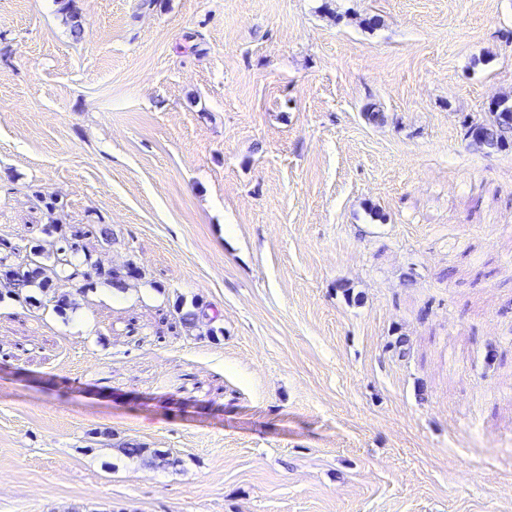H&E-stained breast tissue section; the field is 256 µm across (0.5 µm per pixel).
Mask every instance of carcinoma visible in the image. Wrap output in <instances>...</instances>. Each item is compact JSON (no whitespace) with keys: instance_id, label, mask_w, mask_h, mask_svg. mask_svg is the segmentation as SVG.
Returning a JSON list of instances; mask_svg holds the SVG:
<instances>
[{"instance_id":"carcinoma-1","label":"carcinoma","mask_w":512,"mask_h":512,"mask_svg":"<svg viewBox=\"0 0 512 512\" xmlns=\"http://www.w3.org/2000/svg\"><path fill=\"white\" fill-rule=\"evenodd\" d=\"M464 128L467 133L472 129L482 131L487 139L486 148L489 150L506 151L512 148V98L497 101L496 110L485 113V116L477 121H464ZM0 247L5 251V254L0 256V266L5 268L3 280L10 294L25 299L30 288L49 289L53 286V278L57 275L56 267L47 264L49 253L42 245L34 244L22 248L3 239L0 241ZM56 251L62 254L61 261L67 265H74V277L80 275L90 278L96 275L115 279L121 275L119 271L99 267L98 261L90 254H83L80 262L73 263L70 260V253L75 251V243L65 237ZM121 451L126 456L138 458L150 466L172 467L176 463V460L167 455L155 449L144 448L137 443H127Z\"/></svg>"}]
</instances>
